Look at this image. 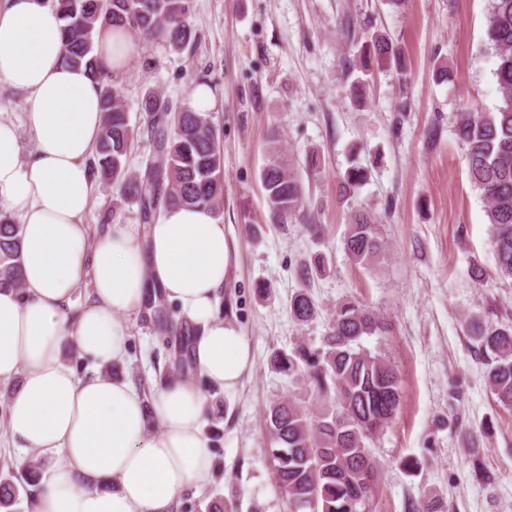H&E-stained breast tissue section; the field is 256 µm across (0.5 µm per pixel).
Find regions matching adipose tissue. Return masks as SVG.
Instances as JSON below:
<instances>
[{
  "instance_id": "adipose-tissue-1",
  "label": "adipose tissue",
  "mask_w": 512,
  "mask_h": 512,
  "mask_svg": "<svg viewBox=\"0 0 512 512\" xmlns=\"http://www.w3.org/2000/svg\"><path fill=\"white\" fill-rule=\"evenodd\" d=\"M97 31L103 60L122 70L134 33ZM64 53L63 22L46 0H0V83L25 94L34 144L22 157L18 127L0 119V210L21 224L22 288L0 290L7 433L13 447L58 459L33 487L30 512H173L184 488L216 474L202 382L233 393L254 367L241 329L218 314L235 252L220 219L193 207L165 209L145 250L137 225L119 219L91 233L101 90ZM160 297L197 329L195 374L163 375L147 397L105 370L127 360L132 320ZM71 348L86 375L68 364Z\"/></svg>"
}]
</instances>
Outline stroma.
<instances>
[{"label":"stroma","mask_w":512,"mask_h":512,"mask_svg":"<svg viewBox=\"0 0 512 512\" xmlns=\"http://www.w3.org/2000/svg\"><path fill=\"white\" fill-rule=\"evenodd\" d=\"M487 8L488 0H190L194 41L179 52L137 43L118 73L135 130L134 172L153 153L140 109L145 92L158 90L178 106L195 85L213 91L208 116L224 154L220 219L238 251L219 314L239 325L255 360L237 392L205 385L204 431L218 472L204 491L185 490L178 512H209L216 501L224 512H284L265 453V411L306 394L272 368L271 356L300 342L319 345L345 298L385 319L388 332L366 344L387 357L402 389L399 413L372 446L380 467L374 512H416L427 495L443 512H512V407L489 391L468 330L476 314L512 325V281L495 273L485 202L456 134L463 112L499 103ZM378 34L400 47L404 68L374 67L352 97L350 44ZM440 62L448 66L444 81L436 77ZM274 130L294 163L312 150L322 157L321 170L302 177L303 223H275L267 209L261 171ZM355 160L371 177L345 200L338 183ZM358 209L376 217L385 241L381 259L366 268L342 246ZM318 253L330 257V273L304 278V262ZM304 286L320 314L301 327L288 300ZM169 367L162 327L140 316L119 374L147 394ZM473 444L495 475L491 484L472 479ZM408 458L418 469L403 468Z\"/></svg>","instance_id":"stroma-1"}]
</instances>
